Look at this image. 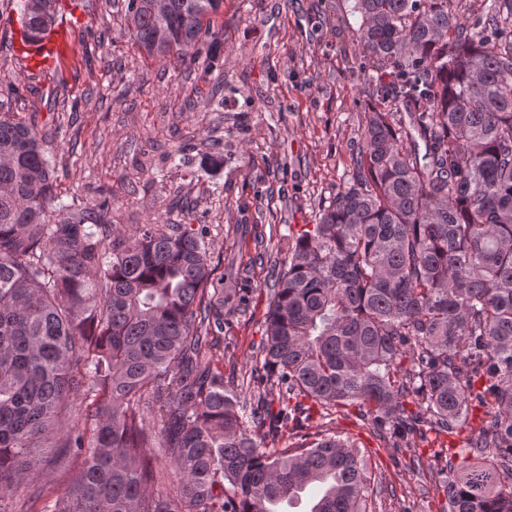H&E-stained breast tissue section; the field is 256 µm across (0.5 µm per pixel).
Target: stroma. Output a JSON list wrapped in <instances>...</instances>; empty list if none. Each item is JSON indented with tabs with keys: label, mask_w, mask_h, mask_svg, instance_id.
Here are the masks:
<instances>
[{
	"label": "stroma",
	"mask_w": 512,
	"mask_h": 512,
	"mask_svg": "<svg viewBox=\"0 0 512 512\" xmlns=\"http://www.w3.org/2000/svg\"><path fill=\"white\" fill-rule=\"evenodd\" d=\"M351 4L224 0L195 45L206 51L210 33H223L208 71L148 55L125 26V0H59L73 48L35 75L12 50L15 6L0 0V116L43 136L63 203L90 207L110 194L104 221L123 232L154 219L207 225L214 279L249 288L246 306L225 315L212 360L246 400L262 361L268 289L297 232L349 177L377 80L353 55ZM489 418L476 406L456 433L426 431L413 471L354 405L297 411L274 445L335 433L371 457L370 512H443L448 470Z\"/></svg>",
	"instance_id": "obj_1"
}]
</instances>
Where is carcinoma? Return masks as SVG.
Here are the masks:
<instances>
[{
    "label": "carcinoma",
    "instance_id": "carcinoma-1",
    "mask_svg": "<svg viewBox=\"0 0 512 512\" xmlns=\"http://www.w3.org/2000/svg\"><path fill=\"white\" fill-rule=\"evenodd\" d=\"M56 4L18 0L28 37ZM222 4L127 0L125 15L149 54L183 61ZM351 15L363 67L389 81L349 178L271 285L254 379L282 393L276 412L212 365L246 293L211 280L206 225L116 233L91 223L106 199L53 208L42 137L0 117V499L29 491L0 512H272L326 473L313 512H368L357 446L267 447L292 399L359 406L407 449L491 407L468 448L496 457L448 473V512H512V0H353ZM48 448L72 474L60 493L33 485Z\"/></svg>",
    "mask_w": 512,
    "mask_h": 512
}]
</instances>
